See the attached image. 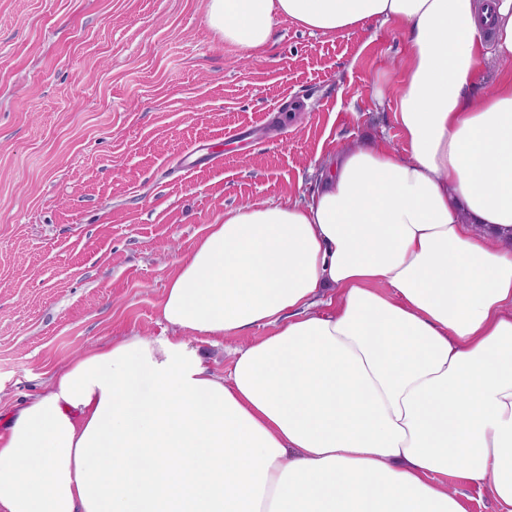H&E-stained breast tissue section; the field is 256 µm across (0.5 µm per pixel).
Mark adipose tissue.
<instances>
[{"instance_id": "ef3b65f1", "label": "adipose tissue", "mask_w": 512, "mask_h": 512, "mask_svg": "<svg viewBox=\"0 0 512 512\" xmlns=\"http://www.w3.org/2000/svg\"><path fill=\"white\" fill-rule=\"evenodd\" d=\"M249 53L289 20L404 37L403 149L334 153L309 199L225 211L180 258L170 337L71 361L0 433V512H512V0H207ZM227 374L187 337L256 328ZM445 481L448 482L449 490L457 492L465 500L468 512L496 511L488 487L479 489L460 476H448Z\"/></svg>"}]
</instances>
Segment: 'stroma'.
Returning a JSON list of instances; mask_svg holds the SVG:
<instances>
[{
  "mask_svg": "<svg viewBox=\"0 0 512 512\" xmlns=\"http://www.w3.org/2000/svg\"><path fill=\"white\" fill-rule=\"evenodd\" d=\"M206 0H0V423L78 354L172 330L176 261L225 210L305 200L343 145L403 148L398 29L290 21L246 57Z\"/></svg>",
  "mask_w": 512,
  "mask_h": 512,
  "instance_id": "stroma-1",
  "label": "stroma"
}]
</instances>
